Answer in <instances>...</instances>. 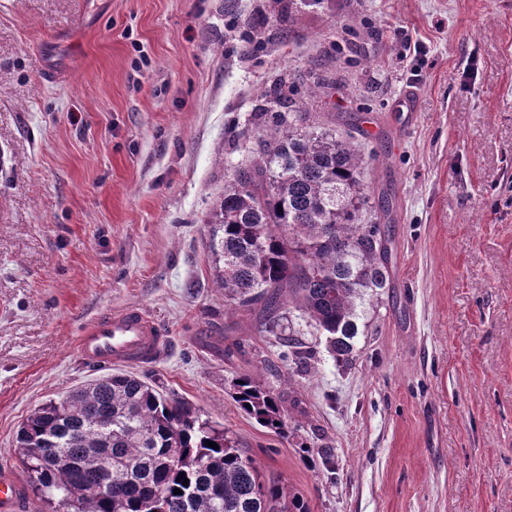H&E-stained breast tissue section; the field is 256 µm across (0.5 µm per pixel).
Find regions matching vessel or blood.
<instances>
[{"label":"vessel or blood","mask_w":512,"mask_h":512,"mask_svg":"<svg viewBox=\"0 0 512 512\" xmlns=\"http://www.w3.org/2000/svg\"><path fill=\"white\" fill-rule=\"evenodd\" d=\"M170 349L167 336L154 316L134 305L102 312L84 323L76 341L80 359L93 367L153 365ZM28 492L9 468L0 467V512H26Z\"/></svg>","instance_id":"vessel-or-blood-1"}]
</instances>
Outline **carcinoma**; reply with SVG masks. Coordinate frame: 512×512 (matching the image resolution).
<instances>
[{"mask_svg":"<svg viewBox=\"0 0 512 512\" xmlns=\"http://www.w3.org/2000/svg\"><path fill=\"white\" fill-rule=\"evenodd\" d=\"M269 96L279 109L254 113L256 157L224 181L207 221L213 277L225 305L258 311L262 331L291 349L296 365H306L310 352L285 336V297L326 337L333 358L347 363L366 299L390 287L384 225L362 219L367 160L329 129H299L305 115L278 87ZM232 386L246 416L288 437L278 393L249 374ZM17 448L50 512H311L301 494L265 478L226 429L127 373L35 408ZM103 479L108 494L91 493Z\"/></svg>","mask_w":512,"mask_h":512,"instance_id":"carcinoma-1","label":"carcinoma"}]
</instances>
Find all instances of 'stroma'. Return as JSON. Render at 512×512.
<instances>
[{
  "label": "stroma",
  "mask_w": 512,
  "mask_h": 512,
  "mask_svg": "<svg viewBox=\"0 0 512 512\" xmlns=\"http://www.w3.org/2000/svg\"><path fill=\"white\" fill-rule=\"evenodd\" d=\"M280 80L370 156L390 230L347 364L296 310L312 356L283 359L213 284L207 220ZM2 147L0 465L33 409L106 375L82 323L140 305L171 344L133 374L312 512H512V0H0ZM241 373L279 392L287 438L238 409Z\"/></svg>",
  "instance_id": "35a3bbf8"
}]
</instances>
